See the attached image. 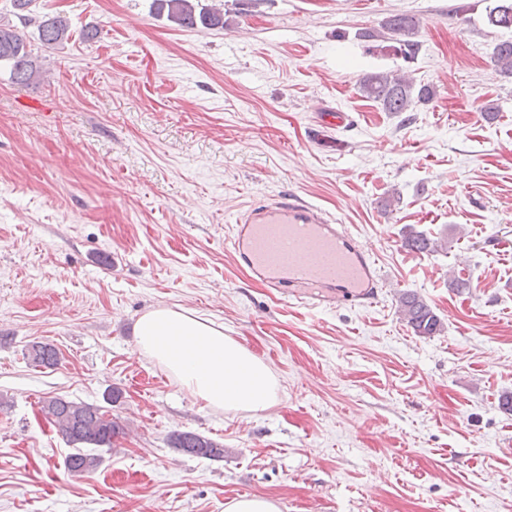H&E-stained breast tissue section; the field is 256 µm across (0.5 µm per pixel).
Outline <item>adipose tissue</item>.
I'll use <instances>...</instances> for the list:
<instances>
[{
  "mask_svg": "<svg viewBox=\"0 0 512 512\" xmlns=\"http://www.w3.org/2000/svg\"><path fill=\"white\" fill-rule=\"evenodd\" d=\"M139 352L163 366L210 408L257 413L274 406L282 387L271 367L223 326L180 307H158L133 327Z\"/></svg>",
  "mask_w": 512,
  "mask_h": 512,
  "instance_id": "ef3b65f1",
  "label": "adipose tissue"
}]
</instances>
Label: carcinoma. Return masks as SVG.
I'll use <instances>...</instances> for the list:
<instances>
[{"label": "carcinoma", "instance_id": "obj_1", "mask_svg": "<svg viewBox=\"0 0 512 512\" xmlns=\"http://www.w3.org/2000/svg\"><path fill=\"white\" fill-rule=\"evenodd\" d=\"M158 9L167 12V18L181 27L201 25L204 28H224V11L202 5L199 0H155ZM488 23L494 27L512 29V0H498L489 9ZM384 29L398 44L404 59L409 60L420 50V42L414 39L416 21L413 17L399 14L386 21ZM38 40L47 48L66 43L72 36L69 18L58 13L48 15L37 25ZM491 61L497 69L512 75V40H504L493 48ZM10 68L11 78L20 84L35 82L40 77L33 65L32 49L18 27L0 18V66ZM366 97L378 102L386 112H410L418 103H425L433 96L428 85L418 86L405 72L372 73L360 83ZM405 246L415 252H430L438 248V242L422 231L409 229ZM400 312L419 336H431L438 330L440 319L433 309L417 294L406 292L400 297ZM25 357L35 367L51 368L59 363V350L50 342L36 341L27 346ZM42 411L55 426L73 452L66 459L67 467L74 473L95 470L101 457L100 448H112L115 437L124 428L114 419L106 420L107 411L101 406L76 402L63 397L46 399ZM171 444L182 453L209 460L224 458V446L192 431L180 432L171 437Z\"/></svg>", "mask_w": 512, "mask_h": 512}]
</instances>
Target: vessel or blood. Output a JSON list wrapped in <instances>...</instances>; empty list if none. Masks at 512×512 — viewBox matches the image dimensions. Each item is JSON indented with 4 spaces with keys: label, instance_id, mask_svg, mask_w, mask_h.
<instances>
[{
    "label": "vessel or blood",
    "instance_id": "b4317fda",
    "mask_svg": "<svg viewBox=\"0 0 512 512\" xmlns=\"http://www.w3.org/2000/svg\"><path fill=\"white\" fill-rule=\"evenodd\" d=\"M235 262L296 305L377 304L383 280L370 251L302 196L281 191L242 211L225 242Z\"/></svg>",
    "mask_w": 512,
    "mask_h": 512
}]
</instances>
